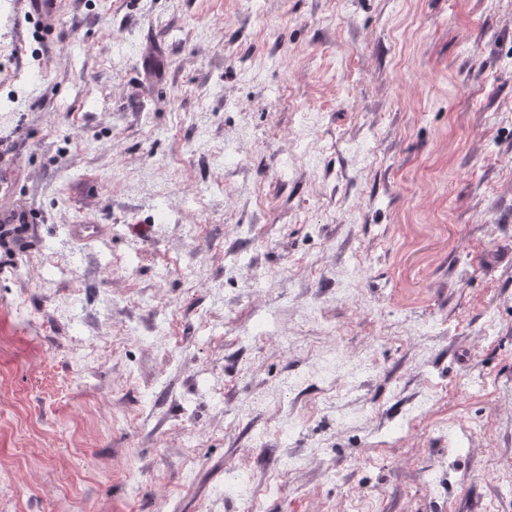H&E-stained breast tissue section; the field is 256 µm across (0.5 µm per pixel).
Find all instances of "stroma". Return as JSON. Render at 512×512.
Returning <instances> with one entry per match:
<instances>
[{
  "instance_id": "stroma-1",
  "label": "stroma",
  "mask_w": 512,
  "mask_h": 512,
  "mask_svg": "<svg viewBox=\"0 0 512 512\" xmlns=\"http://www.w3.org/2000/svg\"><path fill=\"white\" fill-rule=\"evenodd\" d=\"M19 218L0 512H512V0H0Z\"/></svg>"
}]
</instances>
